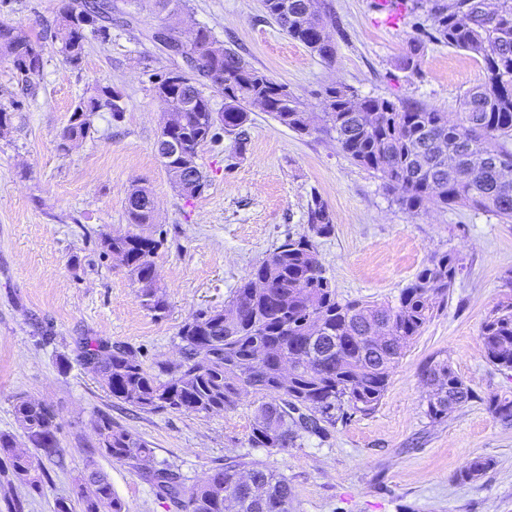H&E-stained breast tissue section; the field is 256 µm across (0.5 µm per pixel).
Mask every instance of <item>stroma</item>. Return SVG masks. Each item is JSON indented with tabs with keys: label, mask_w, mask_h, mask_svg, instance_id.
I'll use <instances>...</instances> for the list:
<instances>
[{
	"label": "stroma",
	"mask_w": 512,
	"mask_h": 512,
	"mask_svg": "<svg viewBox=\"0 0 512 512\" xmlns=\"http://www.w3.org/2000/svg\"><path fill=\"white\" fill-rule=\"evenodd\" d=\"M323 2L336 18L330 62L288 37L263 0H187L180 18L140 0L137 25L113 24L104 40L89 36L76 68L52 43L59 0L0 5V22L48 46L29 84L0 54V109L10 114L0 133V433L26 447L13 405L36 399L55 410L63 452L43 458L38 490L0 466V512L13 498L25 512H54L90 464L108 474L126 512H175L138 469L99 451L94 425L103 414L148 441L155 464L188 487L215 466L255 459L287 479L294 512H512V421L489 408L493 398H512V371L488 363L479 339L486 316L512 295V223L466 207L408 213L334 140L297 134L257 108L244 146L227 134L200 147L209 185L199 196H181L154 153L165 104L149 76L175 64L146 38L162 25L177 26L185 40L196 26L210 28L313 112L319 91L337 82L459 117L465 93L483 79L480 58L420 35L426 14L411 13L405 0ZM97 84L121 94L122 112H96L88 137L60 150L75 104ZM137 183L156 204L140 231L158 243L167 302L160 316L141 305L137 283L101 246L128 231L125 196ZM315 195L333 216V233L315 245L339 299L393 302L433 257L451 251L461 260L448 302L393 369L374 412L302 433L293 448L270 454L248 444L258 394L242 393L220 414L146 412L113 400L81 364L86 342L124 346L152 370L178 362L182 325L222 308L286 237L307 233ZM442 359L475 397L436 421L421 369ZM476 458L490 466L466 478Z\"/></svg>",
	"instance_id": "1"
}]
</instances>
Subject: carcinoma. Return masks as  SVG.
Wrapping results in <instances>:
<instances>
[{"label": "carcinoma", "mask_w": 512, "mask_h": 512, "mask_svg": "<svg viewBox=\"0 0 512 512\" xmlns=\"http://www.w3.org/2000/svg\"><path fill=\"white\" fill-rule=\"evenodd\" d=\"M429 16L438 39L481 58L484 78L465 95L455 122L442 112L403 105L387 98L360 97L335 84L322 93L321 124L285 84L255 69L206 27L182 44V54L198 55L186 72L174 68L156 75L154 89L176 116L159 136L176 141L183 152L198 149L223 131L243 144L251 107L267 97L273 119L304 135L321 133L355 164L379 178L384 189L410 212L428 202L465 206L512 220V0H430ZM268 14L289 37L322 59L333 57L331 45L319 43L313 23L336 21L320 10L319 0H264ZM97 0H61L53 39L71 66L85 53L86 30L101 36L112 28V9L101 15ZM0 48L24 76L39 75L44 46L24 31L0 23ZM224 97L216 110L204 88ZM121 95L97 85L76 103L60 147L88 136L90 117L103 108L121 112ZM160 158L178 192L193 198L208 186L199 166L186 172L179 160ZM127 222L150 224L143 206L125 205ZM310 234L288 237L254 267L221 309L200 312L179 332L181 361L156 374L122 346L86 345L83 365L112 398L146 412L172 410L210 415L236 408L243 391L261 395L249 435L253 448L268 453L294 447L299 430L322 431L348 413H372L381 403L392 369L421 335L435 310L448 299L460 270L459 258L446 253L432 259L401 289L395 304L364 299L340 300L317 258L312 236H327L334 225L327 205L312 199L307 210ZM102 248L118 258L140 285L141 305L165 310L156 283L157 242L129 231L102 239ZM379 333L378 353L364 337ZM480 340L486 360L512 369V298L498 303L484 320ZM301 351L312 355L288 384L278 379L280 361ZM434 387L427 412L442 420L474 398V391L452 365L439 361L424 370ZM14 416L29 445L47 457H61L56 414L45 403L20 398ZM100 450L116 462L140 465L153 460V449L112 419L96 421ZM0 454L21 483L40 488L38 459L0 434ZM179 512H290L293 493L285 477L259 461H234L212 469L208 478L186 489L167 467L143 472ZM81 512H125L108 476L87 468L75 492Z\"/></svg>", "instance_id": "cac0c4a2"}]
</instances>
